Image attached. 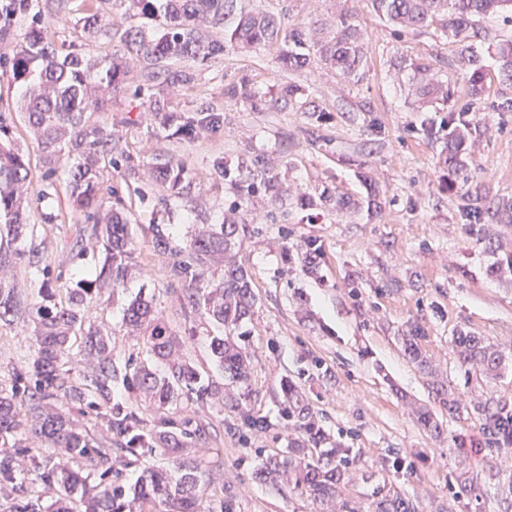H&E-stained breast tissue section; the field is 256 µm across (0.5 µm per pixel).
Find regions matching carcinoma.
I'll return each mask as SVG.
<instances>
[{
  "label": "carcinoma",
  "instance_id": "obj_1",
  "mask_svg": "<svg viewBox=\"0 0 512 512\" xmlns=\"http://www.w3.org/2000/svg\"><path fill=\"white\" fill-rule=\"evenodd\" d=\"M85 2L90 7L81 18L83 31L109 36L114 30L120 32L127 55L106 54L91 60L71 53L61 58L53 32L39 19L9 60L13 81L26 87V123L44 147L48 175L62 171L68 198L86 212L93 235H101L104 260L82 287L63 293L49 278L42 252L17 245L33 175L29 162L10 146L11 126L0 113V223L6 228V239L0 238V322L10 324L24 310L13 284L16 265L24 261L42 273L41 302L29 314L37 353L16 373L11 389L0 387V488L9 492L10 512H77L79 505L86 506L85 512H224V506L208 494V478L195 459L183 457L171 467L146 468L132 485L124 484L113 461L129 465L149 450L178 454L205 444L209 437L205 425H191L169 411L178 401L187 408L217 414L226 409L240 413L250 404L252 357L240 337L231 335L251 315L256 301L250 276L234 253L246 226L203 224L182 247L166 233L165 225H150L155 249L175 257L173 271L184 279V300L218 329L209 337V349L224 382L203 376L186 360L185 341L159 320L154 299L142 295L126 305L123 324L142 345L144 356L116 358L104 330L85 326V313L101 293L124 286L133 252L124 200L102 185L103 171L116 165L112 130L90 120L87 113L105 111L132 61L141 65L144 84L139 92L144 94L160 85L191 83L192 74L171 67L170 62L218 54L226 43L239 48L279 44L280 59L288 70L307 67L315 55L353 78L364 66V48L358 29L343 13L336 18V35L331 40L310 43L299 31L282 30L270 16L236 13L237 0H130L129 13L118 24L112 23V15L104 8L110 0ZM372 7L397 27L435 25L466 44L459 62L469 73L470 96L481 98L485 69L472 51V43L483 38L479 18L512 15V0H372ZM214 28L224 30V41L210 38L208 32ZM497 59L503 79L511 82L512 40L498 47ZM398 70L412 73L418 98L448 100L450 87L427 64L406 62ZM469 128L463 114L448 115L437 128L425 127L428 138L444 143L448 174L463 182L468 181L462 154ZM150 177L180 189L186 170L183 164L158 156ZM239 182L245 203L274 187L269 179L257 185L247 170L239 171ZM105 192L113 198L108 207L103 205ZM482 211L497 223L512 222V204L490 200ZM301 264L308 274L319 273L321 251L315 242L305 246ZM207 268L212 270L208 280ZM74 336L82 337L84 351L77 381L69 367V343ZM424 336L419 323L408 324L399 336L403 353L430 377L438 403L450 414L459 413L462 406L455 389L437 378L421 348ZM451 346L467 379L477 372L495 378L508 359L497 345L469 332H459ZM280 391L288 448L263 459L253 471L255 481L309 498L315 512H417L413 500L398 495L376 492L365 504L346 496L352 449L340 448L331 440L296 382L285 381ZM122 392L135 401L116 398ZM143 407L160 414L148 430ZM470 411L479 422L484 445L502 453L488 471L497 486V512H512V474L504 473L512 454V402L491 394L475 402ZM76 415L99 421L102 436L79 426ZM417 420L430 435L442 438V426L432 412L419 410ZM46 494L53 501L45 506ZM481 496L478 478L458 475L455 497L478 500Z\"/></svg>",
  "mask_w": 512,
  "mask_h": 512
}]
</instances>
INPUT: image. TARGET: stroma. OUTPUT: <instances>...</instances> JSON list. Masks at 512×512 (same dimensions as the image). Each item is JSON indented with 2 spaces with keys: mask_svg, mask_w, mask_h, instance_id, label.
<instances>
[{
  "mask_svg": "<svg viewBox=\"0 0 512 512\" xmlns=\"http://www.w3.org/2000/svg\"><path fill=\"white\" fill-rule=\"evenodd\" d=\"M239 10L280 18L285 28L322 27L347 12L360 30L366 53L362 76L346 78L320 60L290 71L278 46L240 53L228 50L205 61L184 63L193 83L154 88L140 95V66L131 72L99 118L112 127L119 167L105 179L127 201L137 277L126 287L102 293L90 321L109 330L117 356L139 350L121 325L123 308L138 291L153 295L159 315L173 334L187 337L185 356L212 372L206 336L212 324L183 298V282L172 271L171 256L157 251L150 222L167 225L184 243L198 224L231 219L249 227L238 260L251 273L257 305L245 323L254 355L248 417H195L210 424L216 439L191 449L209 478V493L225 512H314L307 498L254 480L262 458L284 451V421L277 396L293 380L319 412L323 428L352 449L357 480L350 496L367 498L373 489L415 501L420 512H474V504L454 498L455 475L483 476L493 459L471 415L439 413L444 440L432 439L415 422L410 404L430 405L428 377L409 362L399 343L407 322L425 329L422 347L440 377L462 401L487 393L512 401V362L500 377L463 380L450 341L464 329L490 342L512 343V275L492 274L494 256L484 239H499L512 252L511 224H481L476 206L488 199H512V83L499 75L496 45L512 39V28L497 16L481 19L485 37L477 44L487 75L481 101L471 110L474 145L467 160V182L449 184L442 146L425 138L424 125L439 124L447 111L469 99L468 75L458 47L439 30L396 29L373 10L370 0H238ZM82 0H68L65 21L56 23L59 53H119V37L85 38ZM45 11V0H27L15 17L0 20V113L12 119L17 144L34 175V198L26 211L31 242L43 252L60 288L74 287L82 269L98 270L103 255L88 250L73 257L76 236L91 234L83 211L73 208L61 177L44 178L41 143L23 117V92L7 65L25 31ZM423 60L453 86L451 103L417 106L407 84L394 82L403 58ZM258 90L262 105L241 96ZM291 105L274 107L287 88ZM164 101L169 114L201 119L211 107L219 122L190 137L171 136L155 120L151 99ZM183 161L191 172L183 195L168 186L130 177V165L151 163L156 155ZM247 166L274 177L277 196L239 204L234 181L225 171ZM378 190L377 210L345 214L332 207L301 209L293 189L317 195L365 199L364 176ZM314 240L324 253L319 277L306 274L288 248ZM35 354L21 324H0V384ZM264 421L252 429L247 418ZM464 439L461 449L449 439Z\"/></svg>",
  "mask_w": 512,
  "mask_h": 512,
  "instance_id": "stroma-1",
  "label": "stroma"
}]
</instances>
